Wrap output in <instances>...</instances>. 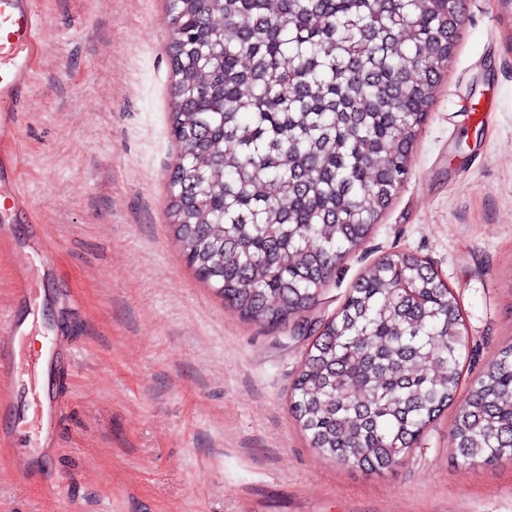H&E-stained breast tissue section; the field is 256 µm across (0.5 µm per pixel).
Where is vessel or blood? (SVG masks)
Instances as JSON below:
<instances>
[{
    "label": "vessel or blood",
    "mask_w": 512,
    "mask_h": 512,
    "mask_svg": "<svg viewBox=\"0 0 512 512\" xmlns=\"http://www.w3.org/2000/svg\"><path fill=\"white\" fill-rule=\"evenodd\" d=\"M39 44L33 0H0V211L11 213L29 203L14 174L21 165L16 145ZM4 325L8 349L0 351V363L7 368L0 372V396L11 395L18 381H25L28 407L18 417L19 426L53 432L58 423L57 397L45 390L50 359L43 347L35 345L33 331L9 318Z\"/></svg>",
    "instance_id": "obj_1"
}]
</instances>
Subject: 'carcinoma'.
Returning <instances> with one entry per match:
<instances>
[{"instance_id": "cac0c4a2", "label": "carcinoma", "mask_w": 512, "mask_h": 512, "mask_svg": "<svg viewBox=\"0 0 512 512\" xmlns=\"http://www.w3.org/2000/svg\"><path fill=\"white\" fill-rule=\"evenodd\" d=\"M174 86L169 227L240 316L301 335L337 265L410 173L456 46L448 0H168ZM459 300L396 252L355 282L309 345L290 399L312 447L367 471L398 464L454 404ZM456 405V404H454ZM462 467L512 457V344L456 405Z\"/></svg>"}]
</instances>
